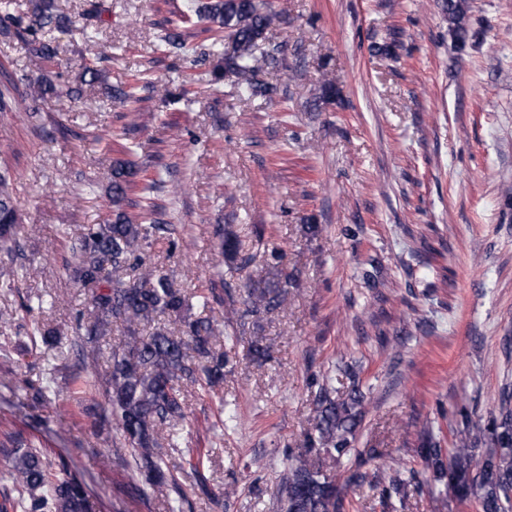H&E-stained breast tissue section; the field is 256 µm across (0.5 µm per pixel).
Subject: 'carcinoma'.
<instances>
[{
    "instance_id": "obj_1",
    "label": "carcinoma",
    "mask_w": 512,
    "mask_h": 512,
    "mask_svg": "<svg viewBox=\"0 0 512 512\" xmlns=\"http://www.w3.org/2000/svg\"><path fill=\"white\" fill-rule=\"evenodd\" d=\"M448 17V32L459 49L472 33L466 20V0H442ZM186 11L207 23L212 54L218 64L213 82L228 81L249 98L271 99L279 87L261 75L279 65L278 48L269 43L268 33L287 22V10L269 0H187ZM17 35L26 38L30 54L39 62L57 59L58 45L53 33L81 34L77 49L82 68L76 85L44 80L57 98H77L82 86L101 83L109 99L128 112L141 111V91L150 84L147 70L127 74L125 80L110 85L100 69L102 58L87 28L58 12L56 0H26L19 15H8ZM231 37L233 50L224 51L225 37ZM168 49L184 57L194 53L186 36L168 29L159 36ZM118 151L123 157L112 167L109 192L112 202L120 203L136 189L142 195L156 189L160 180L130 159L125 144ZM19 216L11 190V175L0 168V241L8 243L17 235ZM168 225L144 208L135 214L119 211L112 219L84 227L78 239L77 259L72 280L90 293V305L80 311L72 330L79 341L84 372L78 399L84 411L93 413L104 397L110 405L109 423L119 433L125 449L135 462L129 473V487L135 492L146 486L153 493L169 496L178 489L167 465L169 452L180 445L175 423L185 418L184 388L217 393L224 378L231 374L229 354L224 343L250 334L248 355L264 361L268 346L256 329L264 317L287 307L291 301V277L280 269L264 284L251 277L242 279L240 299L225 297L216 289L188 296L174 287L167 276L144 260V253ZM195 298L206 316H188ZM175 316L182 334L175 336L163 319ZM121 329L122 341L112 349L106 373L95 369L101 343ZM343 372L352 381L351 392L334 396L331 380H325L314 398L316 416L306 433L303 447L289 458L285 477L283 512H344V497L336 485V468L356 457L361 460L380 455L377 448H355L356 433L366 414L365 396L353 366ZM499 415L485 427L462 421L455 435L454 448L443 454L428 431L422 432L416 449L432 470L433 480L460 501L478 500L481 512H512V389L499 395ZM485 447L481 456L475 449ZM12 494H4L0 512H89L90 505L81 482L70 476L65 462L49 460L37 448L15 442L4 449ZM383 489L385 499L398 498L405 506L408 481L395 468Z\"/></svg>"
}]
</instances>
